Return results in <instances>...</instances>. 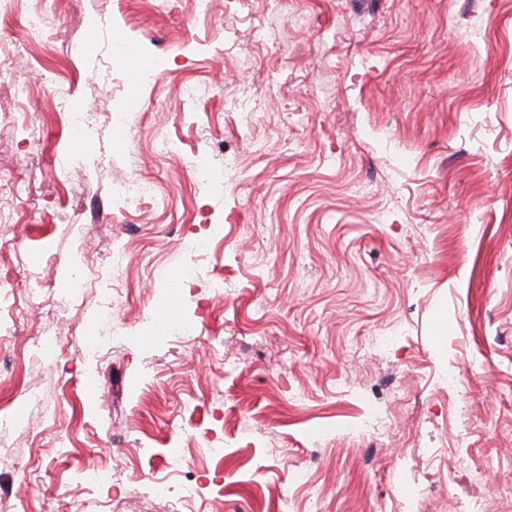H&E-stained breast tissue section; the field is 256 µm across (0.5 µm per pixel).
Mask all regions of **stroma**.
Instances as JSON below:
<instances>
[{
	"mask_svg": "<svg viewBox=\"0 0 512 512\" xmlns=\"http://www.w3.org/2000/svg\"><path fill=\"white\" fill-rule=\"evenodd\" d=\"M171 5L0 15V278L27 284L0 505L466 512L512 484V0Z\"/></svg>",
	"mask_w": 512,
	"mask_h": 512,
	"instance_id": "stroma-1",
	"label": "stroma"
}]
</instances>
